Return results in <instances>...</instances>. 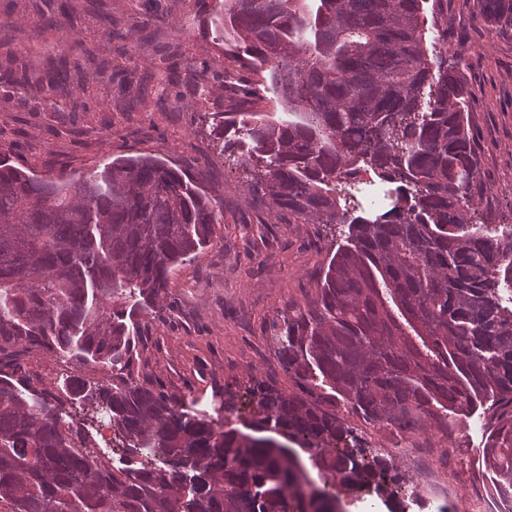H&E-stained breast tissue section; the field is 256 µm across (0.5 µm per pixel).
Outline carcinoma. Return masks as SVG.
<instances>
[{"label": "carcinoma", "instance_id": "cac0c4a2", "mask_svg": "<svg viewBox=\"0 0 512 512\" xmlns=\"http://www.w3.org/2000/svg\"><path fill=\"white\" fill-rule=\"evenodd\" d=\"M109 35L135 40L156 18ZM512 36V0H473ZM62 28L69 14H43ZM213 27L235 49L230 111L213 119L221 154L254 199L290 224H338L346 243L320 271L316 298L266 321L273 380L246 389L252 417L197 409L142 373V318L179 267L211 247L224 212L188 174L129 157L99 172L42 177L0 160V506L8 512H336L323 485L400 503L389 462L426 425L450 431L483 410L496 493L512 491V224L475 221L487 192L462 54L448 55L444 0H224ZM432 40H426V33ZM260 75L287 118L256 110ZM369 170L386 208L352 193ZM99 363L48 390L20 364L30 350ZM71 403L108 416L126 452L115 467ZM398 441L373 448L349 416Z\"/></svg>", "mask_w": 512, "mask_h": 512}]
</instances>
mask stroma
Returning a JSON list of instances; mask_svg holds the SVG:
<instances>
[{"mask_svg": "<svg viewBox=\"0 0 512 512\" xmlns=\"http://www.w3.org/2000/svg\"><path fill=\"white\" fill-rule=\"evenodd\" d=\"M66 7L74 19L62 30L44 28L37 9ZM224 0H162L163 22L149 25L137 42L108 39L87 0H0V157L40 175L86 174L127 156H150L191 174L224 211L214 244L185 263L166 300L145 318L142 351L147 371L168 393L194 392L200 406L219 405V391H238L254 380L291 383L277 366L264 325L288 303L304 305L315 293L321 267L340 239L322 224H292L255 201L237 170L214 150L210 115L227 110L221 77L224 43L211 19ZM448 39L466 48L463 69L470 93L481 174L491 186L495 213L512 215V38L490 32L468 0H450ZM35 77L15 84L7 51ZM67 70L94 56L110 67L87 84H75L74 103L47 102L50 57ZM208 61L198 100L184 81L193 61ZM488 432L479 416L446 435L418 433V447L395 467L417 500L409 512H488L484 449Z\"/></svg>", "mask_w": 512, "mask_h": 512, "instance_id": "obj_1", "label": "stroma"}]
</instances>
